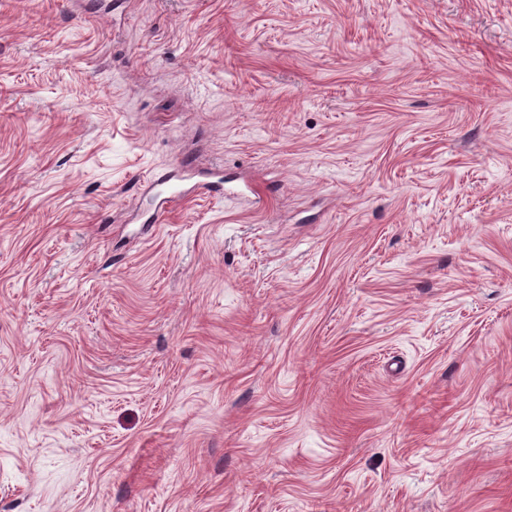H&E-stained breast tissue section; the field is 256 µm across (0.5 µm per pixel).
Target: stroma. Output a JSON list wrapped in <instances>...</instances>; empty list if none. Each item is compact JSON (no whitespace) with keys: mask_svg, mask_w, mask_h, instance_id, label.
<instances>
[{"mask_svg":"<svg viewBox=\"0 0 512 512\" xmlns=\"http://www.w3.org/2000/svg\"><path fill=\"white\" fill-rule=\"evenodd\" d=\"M0 512H512V0H0Z\"/></svg>","mask_w":512,"mask_h":512,"instance_id":"obj_1","label":"stroma"}]
</instances>
